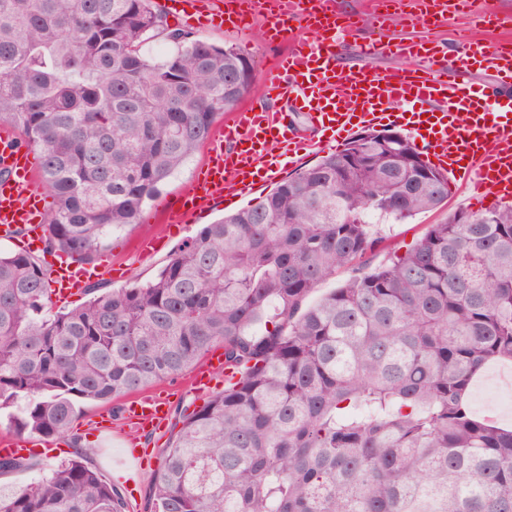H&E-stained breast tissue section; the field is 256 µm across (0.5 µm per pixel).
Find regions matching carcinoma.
<instances>
[{"label": "carcinoma", "instance_id": "1", "mask_svg": "<svg viewBox=\"0 0 512 512\" xmlns=\"http://www.w3.org/2000/svg\"><path fill=\"white\" fill-rule=\"evenodd\" d=\"M157 38L176 50L153 56ZM253 81L154 0H0V124L39 153L45 249L95 261ZM382 139L365 131L204 225L152 280L89 284L67 312L34 256L0 250V410L26 401L16 433L74 441L77 400L110 403L220 346L239 378L181 408L150 512H512V428L467 404L488 363L512 361V205L432 224L369 267L382 238L367 216L401 223L449 193L409 138L386 153ZM356 150L370 163L342 174ZM91 453L0 488V512H128Z\"/></svg>", "mask_w": 512, "mask_h": 512}]
</instances>
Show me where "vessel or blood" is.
<instances>
[{"instance_id":"b4317fda","label":"vessel or blood","mask_w":512,"mask_h":512,"mask_svg":"<svg viewBox=\"0 0 512 512\" xmlns=\"http://www.w3.org/2000/svg\"><path fill=\"white\" fill-rule=\"evenodd\" d=\"M388 0H366L358 17L341 14L336 0H171L169 8L196 29L245 32L261 26L269 42L288 48L262 71L265 105L243 106L217 125L216 140L189 191L167 211L172 224L193 221L198 212L253 190L257 177H276L302 156L322 148V133L346 138L357 129L394 124L425 149L435 164L474 198L512 202V40L485 43L459 28L450 50H442L441 27L475 8L473 0H433V12L418 13L425 35L398 39L380 32L358 44L359 54L399 56L407 66L381 74L342 71L337 51L366 23L382 24ZM302 27L306 36H293ZM475 67L495 71L492 84L472 89L449 73ZM306 113L314 136L289 122L287 109ZM34 152L12 128L0 126V236L41 240L48 196L37 185ZM122 279L121 268L63 262L52 271L51 299L62 304L102 277ZM224 351L211 349L184 386L205 394L224 382ZM173 389L160 386L128 398L122 415L148 435L167 424ZM49 442L36 437L0 439V455L44 454Z\"/></svg>"}]
</instances>
